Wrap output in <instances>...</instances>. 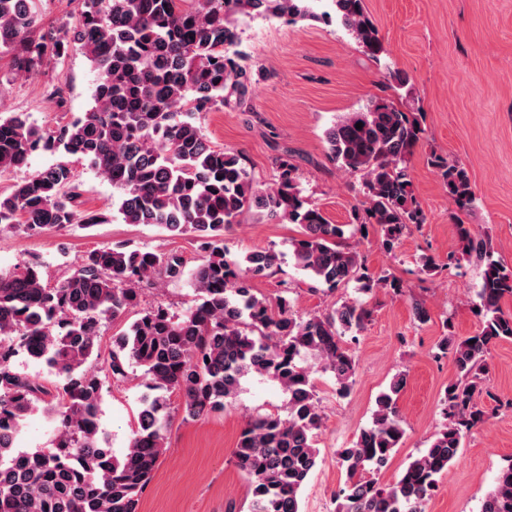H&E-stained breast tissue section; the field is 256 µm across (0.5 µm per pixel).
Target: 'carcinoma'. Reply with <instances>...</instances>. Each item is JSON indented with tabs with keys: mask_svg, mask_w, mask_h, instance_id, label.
Wrapping results in <instances>:
<instances>
[{
	"mask_svg": "<svg viewBox=\"0 0 512 512\" xmlns=\"http://www.w3.org/2000/svg\"><path fill=\"white\" fill-rule=\"evenodd\" d=\"M25 2L0 0V54L12 55L13 70L31 73L59 63L76 42L97 76L91 109L46 135L21 113L0 116V171L23 167L41 147L65 156L0 194V224L42 232L100 223L98 213L78 209L81 184L67 161L74 157L112 183L123 223L191 235L206 255L187 273L176 254L129 245L95 249L54 287L43 282L36 263L0 273V512H138L167 449L171 396L178 394L185 417L198 419L236 398L250 375L278 384L288 399L282 412L251 418L233 451L249 483L248 512H301V491L318 464L315 431L322 422L305 362L320 359L339 395L348 394L356 362L343 335L370 311L353 300L327 314L299 317L285 296L272 309L253 283L272 274L278 253L233 256L224 249V232L250 212L270 223L297 224L294 263L316 284L354 281L364 294L397 287L370 271L346 240L376 224L391 250L424 223L409 173L421 113L372 100L327 129L329 160L361 176L364 196L353 223L332 224L302 196L288 160H276V182L260 189L243 157L211 146L197 124L202 112L244 103L252 85L253 74L235 50L236 17H311L310 0H83L75 24L41 33L33 0ZM331 2L324 17L379 52L364 0ZM432 163L456 207L471 206L465 169L442 157ZM459 236L461 247L448 254V267L473 257L483 263L477 291L482 328L438 345L451 352L457 374L448 385L444 422L395 482L367 477L389 463L405 435L396 406L405 378L397 376L377 398L371 424L337 451L346 481L336 512H425L465 434L486 420L476 399H496L485 387L481 363L497 342L512 340V314L501 308L502 299L512 297V268L493 259L487 241L462 224ZM186 275L195 292L191 307L180 314L161 306L143 310L112 339V377L135 368L147 387L137 428L118 458L99 426L102 382L85 365L98 356L104 324L140 305L142 286ZM20 354L58 372L63 383L55 395L13 369ZM40 404L56 421V443L23 448V421ZM481 512H512V463L498 471Z\"/></svg>",
	"mask_w": 512,
	"mask_h": 512,
	"instance_id": "cac0c4a2",
	"label": "carcinoma"
}]
</instances>
